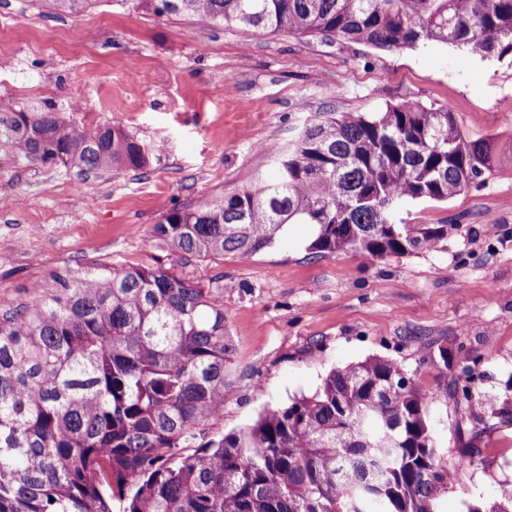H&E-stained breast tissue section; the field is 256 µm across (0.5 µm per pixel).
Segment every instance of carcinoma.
Listing matches in <instances>:
<instances>
[{"mask_svg": "<svg viewBox=\"0 0 512 512\" xmlns=\"http://www.w3.org/2000/svg\"><path fill=\"white\" fill-rule=\"evenodd\" d=\"M43 16L100 0H33ZM205 19L379 49L450 44L512 56V0H129ZM0 150L32 165L143 168L153 147L119 127L65 120L0 97ZM494 144L466 139L450 108L414 101L372 116L320 112L273 153L271 174L163 213L152 240L179 259L249 258L291 224L309 248L371 257L427 251L452 224L398 220L447 201L491 169ZM0 312V512H441L455 470L430 423L433 393L396 362L332 369L310 396L224 434L234 346L224 292L162 267L52 276ZM512 424V397L453 394ZM472 433L455 464L483 449ZM466 512H512V485Z\"/></svg>", "mask_w": 512, "mask_h": 512, "instance_id": "cac0c4a2", "label": "carcinoma"}]
</instances>
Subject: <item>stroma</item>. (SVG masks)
I'll use <instances>...</instances> for the list:
<instances>
[{"mask_svg":"<svg viewBox=\"0 0 512 512\" xmlns=\"http://www.w3.org/2000/svg\"><path fill=\"white\" fill-rule=\"evenodd\" d=\"M0 96L65 114L78 104V120L158 148L145 168L89 176L0 155V309L95 264L162 266L223 289L234 345L227 433L314 393L333 368L376 356L433 392V431L452 460L472 425L450 384L470 377L498 395L512 379V60L221 27L116 0L60 19L30 0H0ZM407 100L450 107L466 138L497 146L492 171L459 195L403 211L409 224L453 225L439 248L319 255L299 226L248 259L179 260L149 244L166 210L269 173L258 143L289 142L319 112L368 115ZM480 445L482 462L444 493V512L512 483V425L490 420Z\"/></svg>","mask_w":512,"mask_h":512,"instance_id":"stroma-1","label":"stroma"}]
</instances>
